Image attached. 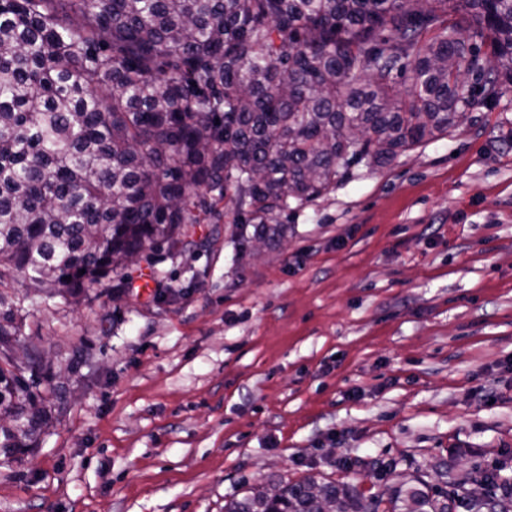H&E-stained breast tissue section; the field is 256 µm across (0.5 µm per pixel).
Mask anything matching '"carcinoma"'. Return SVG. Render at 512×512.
I'll use <instances>...</instances> for the list:
<instances>
[{
  "mask_svg": "<svg viewBox=\"0 0 512 512\" xmlns=\"http://www.w3.org/2000/svg\"><path fill=\"white\" fill-rule=\"evenodd\" d=\"M488 42L512 86V0H0V280L69 295L224 209L265 224L360 158L391 162L467 119L460 78ZM84 274H79L80 270ZM0 296V352L19 341ZM35 381L0 366V448L50 421ZM469 496L512 512V493ZM452 512L402 480L387 500L312 479L224 512Z\"/></svg>",
  "mask_w": 512,
  "mask_h": 512,
  "instance_id": "cac0c4a2",
  "label": "carcinoma"
}]
</instances>
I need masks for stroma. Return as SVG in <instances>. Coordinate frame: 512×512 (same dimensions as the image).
<instances>
[{
	"mask_svg": "<svg viewBox=\"0 0 512 512\" xmlns=\"http://www.w3.org/2000/svg\"><path fill=\"white\" fill-rule=\"evenodd\" d=\"M17 320L59 398L0 512H224L512 477V92L270 224L225 211Z\"/></svg>",
	"mask_w": 512,
	"mask_h": 512,
	"instance_id": "obj_1",
	"label": "stroma"
}]
</instances>
